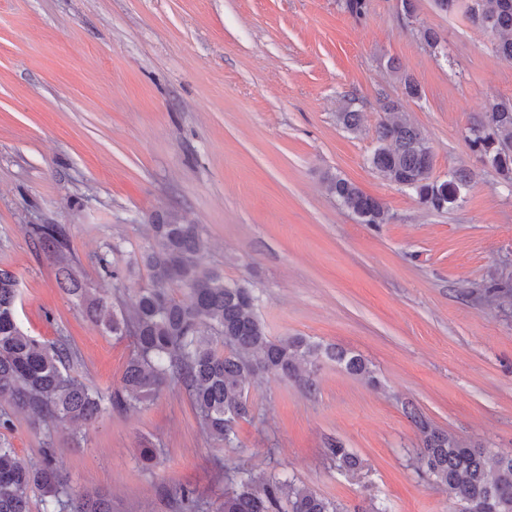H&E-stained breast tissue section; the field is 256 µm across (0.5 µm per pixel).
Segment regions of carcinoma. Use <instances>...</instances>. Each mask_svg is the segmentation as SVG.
<instances>
[{"label":"carcinoma","instance_id":"1","mask_svg":"<svg viewBox=\"0 0 512 512\" xmlns=\"http://www.w3.org/2000/svg\"><path fill=\"white\" fill-rule=\"evenodd\" d=\"M443 12L459 9L497 39L499 56L512 62V0H434ZM388 69L408 98L420 96L411 76L395 62ZM387 117L377 128L370 165L390 182L414 191L434 210L456 204L470 186L472 173L454 170L448 179L433 177L434 155L420 129L386 100ZM336 122L356 132L361 113L349 107ZM469 142L479 161L512 185V102L492 99L469 127ZM328 191L362 224H384L382 203L353 182L332 177ZM153 242L139 257L148 271L145 285L126 308L114 309L104 297H92L67 266L60 267L63 291L82 301L87 315L114 336L133 338L121 388L108 394L71 374L77 354L63 336L40 341L21 328L17 318L18 280L0 269V401L11 403L50 423H89L107 407L124 409L147 404L173 379L186 386L201 425L216 441L232 442L237 422L251 414L248 387L264 376L313 386L302 366L334 361L352 375L373 383L365 360L344 349L304 336L274 339L255 312L257 297L248 285L224 280V272L205 269L199 261L205 248L198 225L175 211L152 215ZM33 232L49 257L68 249L65 228L37 224ZM187 294L184 301L176 291ZM410 417L420 434L419 468L457 501L461 512H512V451L464 446L451 433L433 426L417 410ZM327 452L344 471H356L357 455L342 443ZM227 489L217 512H343L342 507L288 477L258 481L244 471L226 475ZM44 512H112L103 496L75 493L53 464L51 454L34 467L14 449L0 444V512H30L32 497Z\"/></svg>","mask_w":512,"mask_h":512}]
</instances>
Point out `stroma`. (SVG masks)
Masks as SVG:
<instances>
[{
    "instance_id": "stroma-1",
    "label": "stroma",
    "mask_w": 512,
    "mask_h": 512,
    "mask_svg": "<svg viewBox=\"0 0 512 512\" xmlns=\"http://www.w3.org/2000/svg\"><path fill=\"white\" fill-rule=\"evenodd\" d=\"M0 0V269L18 280L19 323L41 340L68 336L73 373L120 387L133 345L88 320L57 283L72 267L90 295L115 299L109 255L127 293L147 280L130 262L150 218L174 210L198 225L203 266L253 288L269 336H307L360 355L379 384L322 360L314 388L272 376L250 385L233 446L199 425L185 387L87 424L40 423L0 404V441L24 460L51 452L80 494L112 512H204L226 473L285 475L345 512H456L418 470V408L463 444L512 450V185L466 138L489 99L512 101V63L461 11L417 0ZM433 28L430 49L417 36ZM395 61L421 87L404 97ZM399 101L434 153L433 176L474 173L437 211L373 170L380 95ZM354 134L336 122L346 101ZM341 176L378 198L388 220L361 224L326 190ZM65 227L64 262L31 228ZM363 461L337 469L329 441ZM161 463L144 469L145 443Z\"/></svg>"
}]
</instances>
